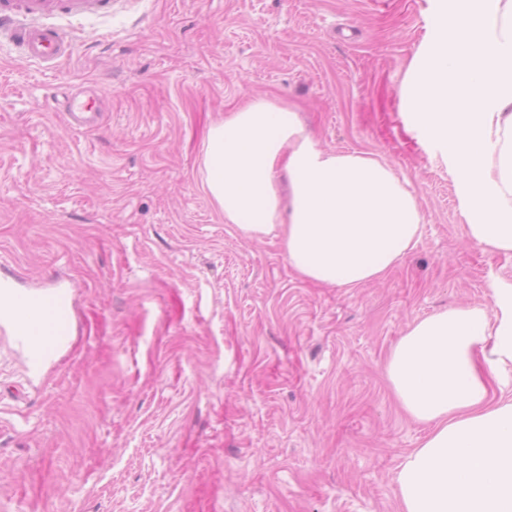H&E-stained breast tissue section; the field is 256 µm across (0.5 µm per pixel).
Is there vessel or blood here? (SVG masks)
Here are the masks:
<instances>
[{"mask_svg": "<svg viewBox=\"0 0 512 512\" xmlns=\"http://www.w3.org/2000/svg\"><path fill=\"white\" fill-rule=\"evenodd\" d=\"M111 11L112 0H0V38L12 43L26 60L52 69L70 55L76 42L74 29L63 25V18L80 19ZM96 110L94 100L73 102L68 111L69 125L76 130L86 128ZM29 300L53 313L45 328L46 340H32L30 328L14 322L8 309H0V322L14 335L29 338V363L37 371L64 350L74 334L72 296L59 287L31 294Z\"/></svg>", "mask_w": 512, "mask_h": 512, "instance_id": "obj_1", "label": "vessel or blood"}]
</instances>
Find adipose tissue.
<instances>
[{"instance_id":"adipose-tissue-1","label":"adipose tissue","mask_w":512,"mask_h":512,"mask_svg":"<svg viewBox=\"0 0 512 512\" xmlns=\"http://www.w3.org/2000/svg\"><path fill=\"white\" fill-rule=\"evenodd\" d=\"M402 96L412 130L445 149L470 241L512 255V0H443ZM201 171L225 223L276 235L310 282L384 278L420 239L393 168L319 148L286 102L251 99L213 123ZM493 299L415 321L389 355L392 392L428 428L397 475L400 512H512V289Z\"/></svg>"}]
</instances>
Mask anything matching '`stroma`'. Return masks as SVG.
Masks as SVG:
<instances>
[{"label":"stroma","instance_id":"35a3bbf8","mask_svg":"<svg viewBox=\"0 0 512 512\" xmlns=\"http://www.w3.org/2000/svg\"><path fill=\"white\" fill-rule=\"evenodd\" d=\"M439 0H116L49 71L0 46V278L62 284L75 332L40 372L0 329V512H398L428 429L387 358L448 306H491L512 256L469 243L457 186L400 107ZM96 97L74 131L69 99ZM298 106L416 195L417 246L347 290L300 279L199 189L212 122Z\"/></svg>","mask_w":512,"mask_h":512}]
</instances>
